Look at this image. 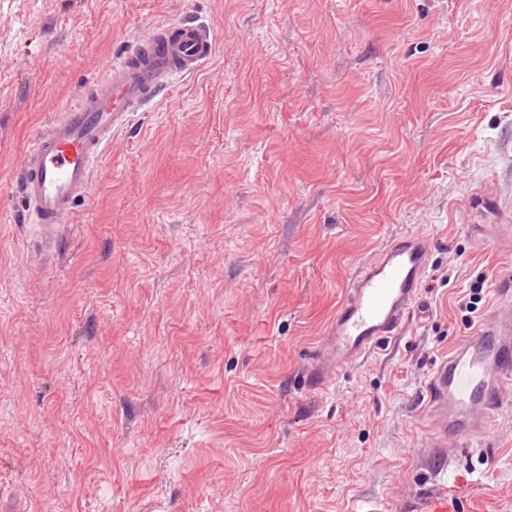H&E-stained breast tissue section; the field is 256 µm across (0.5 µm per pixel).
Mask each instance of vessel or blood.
Here are the masks:
<instances>
[{
    "mask_svg": "<svg viewBox=\"0 0 512 512\" xmlns=\"http://www.w3.org/2000/svg\"><path fill=\"white\" fill-rule=\"evenodd\" d=\"M209 28L182 19L153 28L116 56L90 97L67 106L26 148L17 182L27 206L24 223L56 240L70 223L79 197L113 131L125 125L178 77L196 74L209 61ZM431 256L423 236L386 244L364 263L336 311L326 341L305 368L309 386L328 387L334 375L402 335L423 301L420 290ZM500 303L482 329L462 337L434 368L425 412L432 422L429 447L444 448L485 432L495 416L512 409V270L499 277Z\"/></svg>",
    "mask_w": 512,
    "mask_h": 512,
    "instance_id": "1",
    "label": "vessel or blood"
}]
</instances>
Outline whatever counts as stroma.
Masks as SVG:
<instances>
[{
    "mask_svg": "<svg viewBox=\"0 0 512 512\" xmlns=\"http://www.w3.org/2000/svg\"><path fill=\"white\" fill-rule=\"evenodd\" d=\"M186 16L210 62L113 133L43 247L23 152ZM511 221L512 0H0V512H512V414L436 453L423 410ZM406 233L423 313L305 387Z\"/></svg>",
    "mask_w": 512,
    "mask_h": 512,
    "instance_id": "1",
    "label": "stroma"
}]
</instances>
